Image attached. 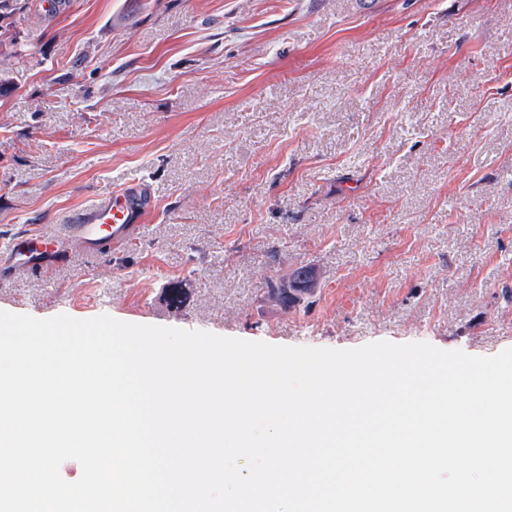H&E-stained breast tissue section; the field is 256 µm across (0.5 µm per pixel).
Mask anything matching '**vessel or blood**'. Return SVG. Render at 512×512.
Instances as JSON below:
<instances>
[{
    "label": "vessel or blood",
    "mask_w": 512,
    "mask_h": 512,
    "mask_svg": "<svg viewBox=\"0 0 512 512\" xmlns=\"http://www.w3.org/2000/svg\"><path fill=\"white\" fill-rule=\"evenodd\" d=\"M150 205L136 189L124 187L102 192L67 220L63 235L44 238L29 229L0 249V270L12 274L19 268L44 269L60 261L74 247L93 251L108 243L127 241Z\"/></svg>",
    "instance_id": "obj_1"
}]
</instances>
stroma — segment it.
<instances>
[{"label":"stroma","mask_w":512,"mask_h":512,"mask_svg":"<svg viewBox=\"0 0 512 512\" xmlns=\"http://www.w3.org/2000/svg\"><path fill=\"white\" fill-rule=\"evenodd\" d=\"M25 3L0 43V235L54 236L125 183L156 204L134 240L17 270L0 311L512 348V0ZM299 265L313 303L272 305ZM306 279L303 281L301 277ZM317 277L314 269L308 265H301L293 268L287 274L273 275L266 279L267 298L281 308H300L302 305L307 307L310 299L314 297L317 291ZM303 282V287L297 284ZM292 291V294L285 295L284 288ZM287 289V293H288Z\"/></svg>","instance_id":"obj_1"}]
</instances>
